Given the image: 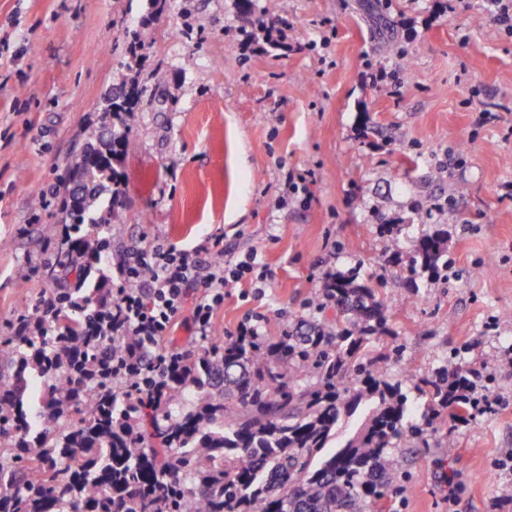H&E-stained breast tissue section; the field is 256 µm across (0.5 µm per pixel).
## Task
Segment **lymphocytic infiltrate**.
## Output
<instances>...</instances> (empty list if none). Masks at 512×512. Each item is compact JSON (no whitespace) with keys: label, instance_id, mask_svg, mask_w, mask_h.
I'll return each instance as SVG.
<instances>
[{"label":"lymphocytic infiltrate","instance_id":"obj_1","mask_svg":"<svg viewBox=\"0 0 512 512\" xmlns=\"http://www.w3.org/2000/svg\"><path fill=\"white\" fill-rule=\"evenodd\" d=\"M257 264L253 253L235 270L225 271L220 238L203 249L159 245L126 251L117 264L112 316L104 331L130 337L129 345L113 353L112 368L131 384L141 405L165 397L167 373L185 361L184 351L164 347L175 319L187 315L194 335H213L225 288Z\"/></svg>","mask_w":512,"mask_h":512}]
</instances>
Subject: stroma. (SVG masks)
<instances>
[{"instance_id":"35a3bbf8","label":"stroma","mask_w":512,"mask_h":512,"mask_svg":"<svg viewBox=\"0 0 512 512\" xmlns=\"http://www.w3.org/2000/svg\"><path fill=\"white\" fill-rule=\"evenodd\" d=\"M260 22L287 28V48H243ZM130 79L144 93L103 274L132 245L221 236L227 260L257 251L268 277L227 289L217 331L257 317L276 336L307 318L326 273L356 272L378 289L389 332L374 351L403 390L455 358L502 400L448 446L409 449L396 512H448L452 492L458 512L511 498L491 463L512 448V36L483 0H277L270 15L236 0L155 14L148 0H0V336L41 296L37 230L62 222L71 155ZM290 175L307 197L275 207ZM439 229L447 274L412 275Z\"/></svg>"}]
</instances>
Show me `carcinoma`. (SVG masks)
<instances>
[{
  "instance_id": "carcinoma-1",
  "label": "carcinoma",
  "mask_w": 512,
  "mask_h": 512,
  "mask_svg": "<svg viewBox=\"0 0 512 512\" xmlns=\"http://www.w3.org/2000/svg\"><path fill=\"white\" fill-rule=\"evenodd\" d=\"M138 85L112 92V123L71 163L83 195H65V232L45 224L52 248L35 311L21 310L0 337V512H391L403 497L401 441L428 444L448 425V365L420 379L428 413L373 353L387 317L375 288L349 272L325 276L310 306L333 317L278 336L203 339L152 408L151 430L132 424L135 394L115 392L112 349L89 335L112 289L87 284L112 249L120 195L116 166L134 146ZM448 234L422 238L413 264L439 272ZM363 412L341 444L339 423Z\"/></svg>"
}]
</instances>
